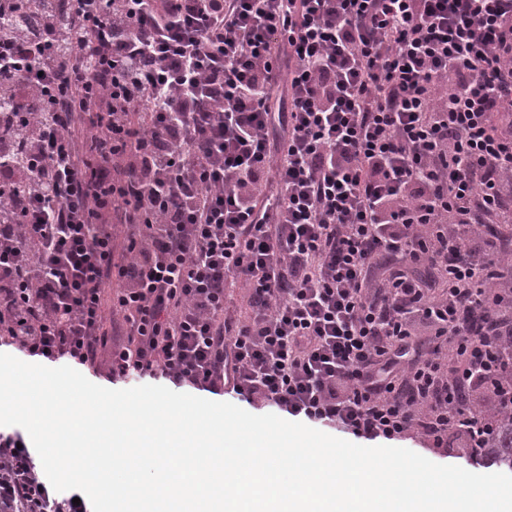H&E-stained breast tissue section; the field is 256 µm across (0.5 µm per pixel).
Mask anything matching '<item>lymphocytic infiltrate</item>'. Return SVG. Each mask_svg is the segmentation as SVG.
<instances>
[{"instance_id": "f902f5d3", "label": "lymphocytic infiltrate", "mask_w": 512, "mask_h": 512, "mask_svg": "<svg viewBox=\"0 0 512 512\" xmlns=\"http://www.w3.org/2000/svg\"><path fill=\"white\" fill-rule=\"evenodd\" d=\"M510 221L512 0H0V341L28 356L478 448L512 288L466 254Z\"/></svg>"}]
</instances>
